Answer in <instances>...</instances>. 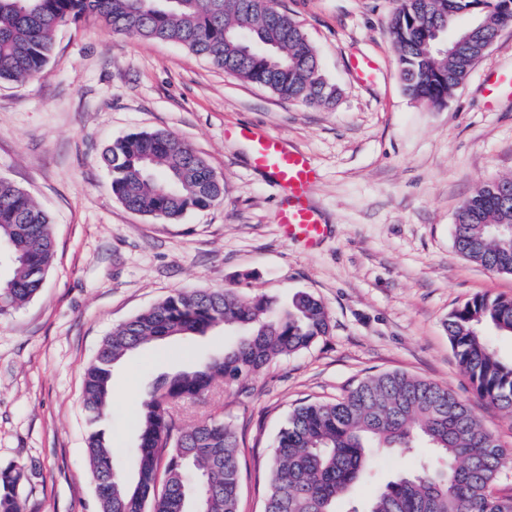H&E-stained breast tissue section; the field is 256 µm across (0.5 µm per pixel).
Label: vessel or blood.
<instances>
[{"mask_svg": "<svg viewBox=\"0 0 512 512\" xmlns=\"http://www.w3.org/2000/svg\"><path fill=\"white\" fill-rule=\"evenodd\" d=\"M246 139L254 167L269 173L273 187L286 195V202L278 214L283 234L309 246L316 244L324 236L326 226L309 202L319 180L313 160L309 155L289 148L282 139L257 128L247 131Z\"/></svg>", "mask_w": 512, "mask_h": 512, "instance_id": "b4317fda", "label": "vessel or blood"}]
</instances>
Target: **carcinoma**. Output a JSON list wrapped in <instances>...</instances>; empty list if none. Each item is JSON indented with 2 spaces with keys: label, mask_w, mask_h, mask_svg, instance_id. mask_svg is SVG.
Segmentation results:
<instances>
[{
  "label": "carcinoma",
  "mask_w": 512,
  "mask_h": 512,
  "mask_svg": "<svg viewBox=\"0 0 512 512\" xmlns=\"http://www.w3.org/2000/svg\"><path fill=\"white\" fill-rule=\"evenodd\" d=\"M88 18L113 31L174 42L278 97L330 105L325 78L302 27L264 0H0V83L40 75L56 29ZM512 13L497 0H400L390 33L406 94L444 102L487 58ZM112 194L129 210L163 222L223 199L220 177L204 158L166 130L136 132L105 148ZM512 209V178L478 187L458 208L454 246L492 272L512 274V233L495 230ZM55 252L48 214L0 177V310L43 288ZM218 325L232 341L190 368L165 372L141 401L132 475L114 458L100 429L112 399L113 367L147 344L204 336ZM448 337L477 396L512 417V361L486 332L512 338V298L476 296L448 315ZM330 332L323 303L297 292L281 305L234 288L183 289L133 316L105 337L84 377L87 455L100 512H240L238 436L222 420L174 428L170 409L209 392L217 380L247 388L271 363ZM420 443L436 452L387 482L351 512H512V494L496 490L512 448L446 387L401 372L366 378L331 403L306 402L288 413L267 463L264 512H336V501L369 473L375 448L403 451ZM19 467L0 470V512H24ZM195 488V501L188 489Z\"/></svg>",
  "instance_id": "cac0c4a2"
}]
</instances>
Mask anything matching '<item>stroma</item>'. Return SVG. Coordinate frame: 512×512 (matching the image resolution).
Here are the masks:
<instances>
[{
    "label": "stroma",
    "instance_id": "stroma-1",
    "mask_svg": "<svg viewBox=\"0 0 512 512\" xmlns=\"http://www.w3.org/2000/svg\"><path fill=\"white\" fill-rule=\"evenodd\" d=\"M338 95L330 106L280 99L167 41L69 22L36 78L0 83V177L50 216L55 254L42 291L0 312V469L23 467L25 512H99L88 465L84 372L104 338L181 288L234 287L324 304L329 335L277 360L250 393L215 382L175 410L178 425L231 422L241 456L242 512H262L260 480L288 412L336 399L361 379L403 371L448 387L512 448V418L478 399L444 326L478 295L512 298V274L453 247L454 216L481 184L512 177V99L485 106L492 74L512 72V25L441 104L410 99L389 22L397 0H282ZM370 57L362 83L353 58ZM261 128L320 170L312 195L328 226L314 249L286 240L283 196L252 167L242 128ZM178 135L221 177L222 201L165 223L112 194L100 161L131 132ZM224 330L148 345L112 370L105 434L117 460L137 440L140 403L162 373L222 351ZM429 448L379 450L375 477L338 512L364 506Z\"/></svg>",
    "mask_w": 512,
    "mask_h": 512
}]
</instances>
